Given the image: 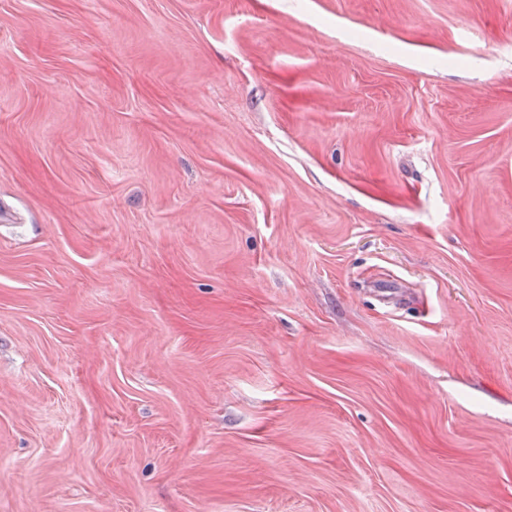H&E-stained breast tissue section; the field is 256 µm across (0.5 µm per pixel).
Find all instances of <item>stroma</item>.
<instances>
[{
  "instance_id": "35a3bbf8",
  "label": "stroma",
  "mask_w": 512,
  "mask_h": 512,
  "mask_svg": "<svg viewBox=\"0 0 512 512\" xmlns=\"http://www.w3.org/2000/svg\"><path fill=\"white\" fill-rule=\"evenodd\" d=\"M0 512H512V0H0Z\"/></svg>"
}]
</instances>
